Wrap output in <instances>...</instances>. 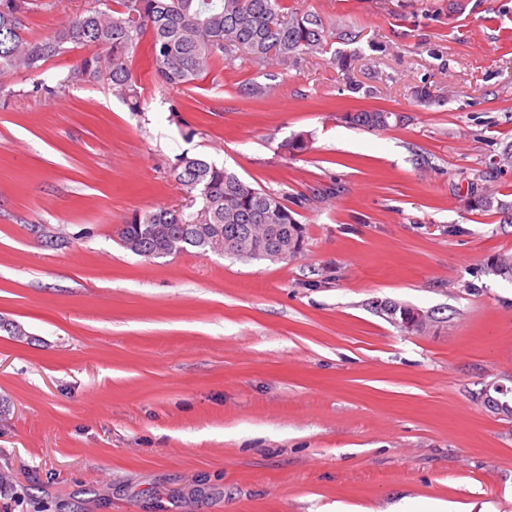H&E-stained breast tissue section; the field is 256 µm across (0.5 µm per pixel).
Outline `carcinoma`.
<instances>
[{
	"label": "carcinoma",
	"mask_w": 512,
	"mask_h": 512,
	"mask_svg": "<svg viewBox=\"0 0 512 512\" xmlns=\"http://www.w3.org/2000/svg\"><path fill=\"white\" fill-rule=\"evenodd\" d=\"M34 0H0V76L19 70L39 71L43 63L70 47L93 45L99 52L52 83L33 84L31 93L51 98L61 89L97 82L103 72L112 90L135 109L140 92L131 65L144 50L157 79L171 89L192 86L208 75L217 62L230 63L246 55L258 69L278 66L286 71L298 59L324 51L327 32L315 13L287 12L283 0H94V6L71 17L40 39H29L23 19ZM393 113L384 110L348 112L344 120L362 130L380 131ZM292 157L312 150V139L297 135L283 144ZM171 175L188 197L180 208L135 210L116 233L121 244L141 242V257L152 260L169 252L196 250L207 256L219 246L224 255L250 261L264 260L283 238L293 258L304 245L305 228L293 215L283 195L258 189L224 166L181 154ZM470 206L489 210L494 199L468 183ZM156 224L170 226L167 239L152 235ZM198 224L186 236L183 225ZM380 311L402 331L410 315L405 304L386 302Z\"/></svg>",
	"instance_id": "1"
}]
</instances>
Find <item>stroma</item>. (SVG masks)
I'll list each match as a JSON object with an SVG mask.
<instances>
[{"label": "stroma", "instance_id": "1", "mask_svg": "<svg viewBox=\"0 0 512 512\" xmlns=\"http://www.w3.org/2000/svg\"><path fill=\"white\" fill-rule=\"evenodd\" d=\"M454 1L285 0L349 26L328 43L346 66L269 77L241 57L171 90L140 52L135 112L103 83L31 95L88 47L0 79V317L26 330L0 335L7 512H512V419L478 398L512 380V279L490 270L512 256V169L492 167L512 145V0ZM87 2L28 13L26 36ZM252 81L268 93L241 96ZM360 109L400 120L347 125ZM298 133L314 143L294 158ZM185 152L287 195L302 252L122 248L132 211L184 205ZM478 173L487 211L467 204ZM378 301L437 321L403 333Z\"/></svg>", "mask_w": 512, "mask_h": 512}]
</instances>
